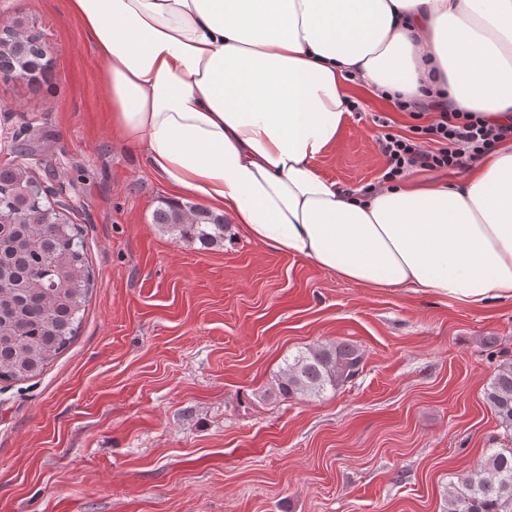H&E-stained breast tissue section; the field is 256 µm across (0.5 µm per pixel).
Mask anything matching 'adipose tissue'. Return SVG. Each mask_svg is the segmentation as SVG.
<instances>
[{
  "mask_svg": "<svg viewBox=\"0 0 512 512\" xmlns=\"http://www.w3.org/2000/svg\"><path fill=\"white\" fill-rule=\"evenodd\" d=\"M112 133L174 196L337 278L512 299V140L451 182L358 194L316 163L357 89L512 118V0H67Z\"/></svg>",
  "mask_w": 512,
  "mask_h": 512,
  "instance_id": "adipose-tissue-1",
  "label": "adipose tissue"
}]
</instances>
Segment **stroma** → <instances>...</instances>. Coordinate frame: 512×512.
I'll use <instances>...</instances> for the list:
<instances>
[{"mask_svg":"<svg viewBox=\"0 0 512 512\" xmlns=\"http://www.w3.org/2000/svg\"><path fill=\"white\" fill-rule=\"evenodd\" d=\"M48 49L0 76V165L53 168L93 273L76 336L0 382V512H445L451 483L508 441L483 392L512 357V300L473 308L366 288L230 225L211 249L152 215L171 199L111 131L109 91L65 0H0ZM360 92L318 162L347 189L385 167ZM349 340L359 375L316 400L269 392L288 356Z\"/></svg>","mask_w":512,"mask_h":512,"instance_id":"obj_1","label":"stroma"}]
</instances>
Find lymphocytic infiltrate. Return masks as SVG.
Returning a JSON list of instances; mask_svg holds the SVG:
<instances>
[{
	"mask_svg": "<svg viewBox=\"0 0 512 512\" xmlns=\"http://www.w3.org/2000/svg\"><path fill=\"white\" fill-rule=\"evenodd\" d=\"M396 106L416 117L433 110L438 116L428 124L411 126L407 137L382 134L379 147L386 167L381 180L385 183L413 169H464L467 162L490 152L500 142L512 140V123L493 125L475 113L455 112L435 100H400Z\"/></svg>",
	"mask_w": 512,
	"mask_h": 512,
	"instance_id": "f902f5d3",
	"label": "lymphocytic infiltrate"
}]
</instances>
